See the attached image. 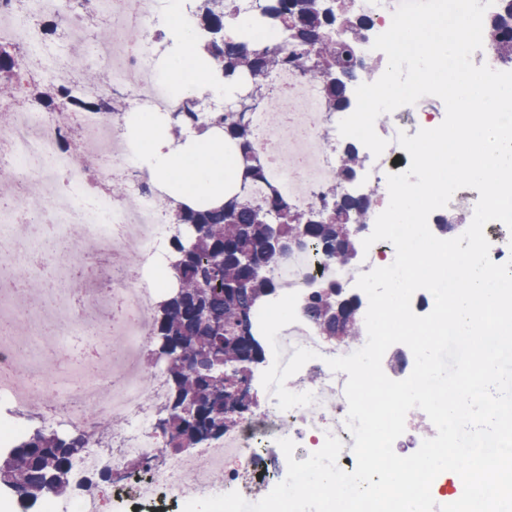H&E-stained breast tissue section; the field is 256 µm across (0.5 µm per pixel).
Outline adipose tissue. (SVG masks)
<instances>
[{"mask_svg":"<svg viewBox=\"0 0 512 512\" xmlns=\"http://www.w3.org/2000/svg\"><path fill=\"white\" fill-rule=\"evenodd\" d=\"M168 29L176 44L166 55L162 76L175 96L190 90L225 92L227 86L218 78V67L204 56L196 42L180 0H166L163 7ZM126 139L135 163L152 181L163 185L179 202L221 201L236 191L237 158L235 150L218 131L187 137L174 142L162 116L133 110L126 127ZM419 467L433 477L432 492L445 496L448 485L456 480L459 470L484 471L482 460L469 458L461 468L448 464L445 451H433L421 457Z\"/></svg>","mask_w":512,"mask_h":512,"instance_id":"adipose-tissue-1","label":"adipose tissue"}]
</instances>
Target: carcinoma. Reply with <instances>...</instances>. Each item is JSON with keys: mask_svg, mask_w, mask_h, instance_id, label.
<instances>
[{"mask_svg": "<svg viewBox=\"0 0 512 512\" xmlns=\"http://www.w3.org/2000/svg\"><path fill=\"white\" fill-rule=\"evenodd\" d=\"M199 24L208 30L206 53L219 65L227 83L248 80L255 99L263 98V81L276 70L291 66L321 85L326 110L341 112L350 107V83L336 79L343 73L357 77L360 65L357 47L370 30L367 18L357 13L355 0H264L263 13L252 17L256 29L272 28L277 40L258 43L248 35L237 41L224 35L226 22L242 12L240 0H196ZM345 32L338 39L336 28ZM485 40L497 60L512 64V0H501V8L485 22ZM19 43H0V85L12 93L32 97L36 112H102L112 114L115 103L102 93L99 101H88L66 80L51 81L44 91L32 90L30 81L18 83ZM171 133L180 139L183 132L201 134L212 128L224 130L243 158V183L264 178L262 167L252 163L255 147L250 125L237 119L226 107L204 116L198 100L185 98L181 111L169 119ZM343 163L338 167L339 182L349 180L362 166L358 150L348 145L341 150ZM332 203L317 211L304 213L293 209L285 196L273 190L262 205H250L240 193L215 205L173 206L170 223L177 231L170 242L169 268L174 289L155 308L151 339L168 357L162 370L168 385L163 421L158 428L166 446L176 452L195 448V423L222 418L223 406L211 400L210 383L224 374L237 376L262 362L263 350L240 331V316L255 311L263 300L276 294L275 284L264 268L275 258L273 234L288 238L306 232V244L342 265L351 263L356 248L351 225L372 200L364 195L336 194ZM327 294L314 291L306 313L322 336L344 332V339L360 334L358 322L330 315L336 307V283L327 281ZM190 403V415L181 406ZM88 445L82 431L61 434L37 427L18 436L6 451H0V487L17 497L21 512H31L47 495L61 496L72 486V460Z\"/></svg>", "mask_w": 512, "mask_h": 512, "instance_id": "cac0c4a2", "label": "carcinoma"}]
</instances>
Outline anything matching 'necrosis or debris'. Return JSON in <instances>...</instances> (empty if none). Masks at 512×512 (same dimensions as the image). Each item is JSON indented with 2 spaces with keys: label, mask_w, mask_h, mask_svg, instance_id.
Listing matches in <instances>:
<instances>
[{
  "label": "necrosis or debris",
  "mask_w": 512,
  "mask_h": 512,
  "mask_svg": "<svg viewBox=\"0 0 512 512\" xmlns=\"http://www.w3.org/2000/svg\"><path fill=\"white\" fill-rule=\"evenodd\" d=\"M400 0H357L360 13L371 23V38L357 49L368 63L363 83L376 81L387 67L383 52L373 50L371 39L385 32ZM164 0H88V10L104 16L112 32L111 43L86 41L82 19L68 7V0H0V42H20L26 47L21 73L38 72L49 80L69 78L88 69L111 74L113 89L126 93L128 102L117 112H29L19 108L0 113V173L16 185L8 205L0 207V325L11 332L0 335V372L9 376L0 388V402L14 410L27 407L33 384L49 397L40 412L46 425L64 421L97 436L99 423L112 417L125 420L112 433L107 452L84 449L76 458L72 480L84 479L102 469L112 474L113 512H129L131 505L157 507L173 501L177 507L192 499L239 492L256 502L282 481L287 469L278 441L295 442V460L302 461L332 434L343 442L338 466L353 471L355 444L346 427L348 404L344 388L348 376L332 371L327 358L351 354L348 346L332 347L321 339L305 311L297 322L277 336L282 361L296 349L316 351L290 377L287 388L309 392L312 404L281 410L273 394L263 405L247 410L224 428L216 440L191 453L173 454L164 448L152 406L162 386L161 370L145 374L138 362L149 346L156 290L141 270L157 264L171 232L163 216L169 206L167 191L145 179L134 164L124 137L127 112L146 109L163 115L183 105L168 89L157 61L164 49L160 25ZM56 18L67 33L64 49L46 39L37 17ZM275 103L282 119L270 125L264 111L250 113L256 134V154L266 178L248 185L246 199L258 205L270 190L286 195L298 211L320 206L321 190L337 181L338 148L344 139L338 131L343 115L326 111L321 88L292 68L274 78ZM445 116L443 102L426 96L416 104L380 115L375 128L389 145L381 156H367L368 194L379 202L388 194L386 176L410 165L409 154L396 142L399 132L415 135L423 119ZM115 170L137 183L136 205L112 197L95 184V173ZM55 242L51 258L54 288L41 300L31 301L18 275L38 271V252L44 242ZM133 252L139 264L119 265L114 257ZM395 249L379 241L359 253L355 263L341 265L301 248L273 260L266 268L281 293L307 298L321 281L336 282L345 292L356 293L358 277L392 263ZM102 327L110 342L104 356L111 371H47L43 348L75 331ZM138 460L143 472L131 476L127 464ZM223 481H216V473Z\"/></svg>",
  "instance_id": "obj_1"
}]
</instances>
